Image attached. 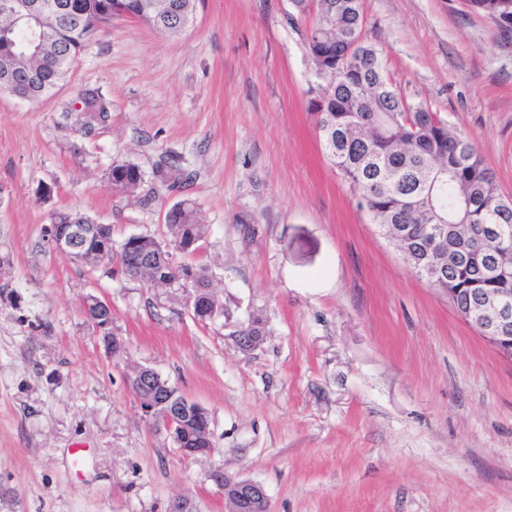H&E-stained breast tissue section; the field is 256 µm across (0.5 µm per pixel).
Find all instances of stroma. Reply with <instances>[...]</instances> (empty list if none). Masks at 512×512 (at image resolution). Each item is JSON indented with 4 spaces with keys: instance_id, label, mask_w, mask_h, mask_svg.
<instances>
[{
    "instance_id": "stroma-1",
    "label": "stroma",
    "mask_w": 512,
    "mask_h": 512,
    "mask_svg": "<svg viewBox=\"0 0 512 512\" xmlns=\"http://www.w3.org/2000/svg\"><path fill=\"white\" fill-rule=\"evenodd\" d=\"M392 87L470 135L512 197V29L468 0H363ZM310 21L290 0H199L167 37L122 16L36 103L0 93V512H227L210 475L262 483L270 512H512V361L453 311L328 162L307 89ZM108 108L82 129V95ZM174 158L193 180L158 186ZM137 165L139 191L113 163ZM49 195H40V188ZM194 204L195 263L224 314L51 251L54 211L167 236ZM112 305L107 351L82 303ZM261 317L241 351L233 333ZM150 367L211 418L186 459L127 383ZM82 449L84 464L72 465ZM109 178L112 185L128 193L137 191L142 182L143 174L140 169L133 164H112L109 171ZM235 334H239V336H234ZM265 323L262 320V318L258 316L252 317L250 322L246 327L243 329L236 331L234 333L235 341L241 345H244L246 342L245 336L249 338L248 342H246L247 350L252 349V345L255 344L258 345L261 341L263 336H265Z\"/></svg>"
}]
</instances>
